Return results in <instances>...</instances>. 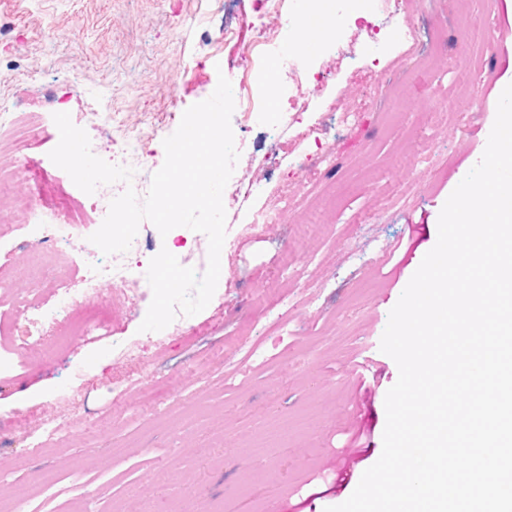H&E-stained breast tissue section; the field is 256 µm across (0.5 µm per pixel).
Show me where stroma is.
I'll use <instances>...</instances> for the list:
<instances>
[{"label": "stroma", "mask_w": 512, "mask_h": 512, "mask_svg": "<svg viewBox=\"0 0 512 512\" xmlns=\"http://www.w3.org/2000/svg\"><path fill=\"white\" fill-rule=\"evenodd\" d=\"M448 2L404 6L401 27L436 56L418 70L397 33L337 56L362 0H286L291 17L328 7L343 24L303 55L304 81L326 66L334 78L298 112L281 47L257 39L259 27L280 23L263 0H0V110L41 119L16 183L34 210L0 215L12 291L56 304L84 253L62 255L50 279L32 283L19 271L21 242L32 224L69 223L78 208L97 231L94 217L114 197L103 185L85 194L50 160L54 113H69L103 159L114 137L154 131L160 165L183 112L230 75L256 106L232 115L234 174L261 181L227 210L217 289L179 332L140 331L145 309L108 308L77 314L49 355L45 337L23 336V321L0 310V431L13 438L0 445V512H324L350 497L381 455L384 399L398 378L380 350L389 313L512 83V0H472L475 69ZM394 78L397 101L381 95ZM440 103L444 125L427 118ZM265 208L273 223L243 232ZM415 224L426 227L416 245ZM100 319L106 335L74 334ZM131 343L140 362L128 368L116 354ZM365 365L374 375L362 385L354 374ZM128 375L136 384L114 398L113 383ZM50 418L56 433L30 447Z\"/></svg>", "instance_id": "1"}]
</instances>
